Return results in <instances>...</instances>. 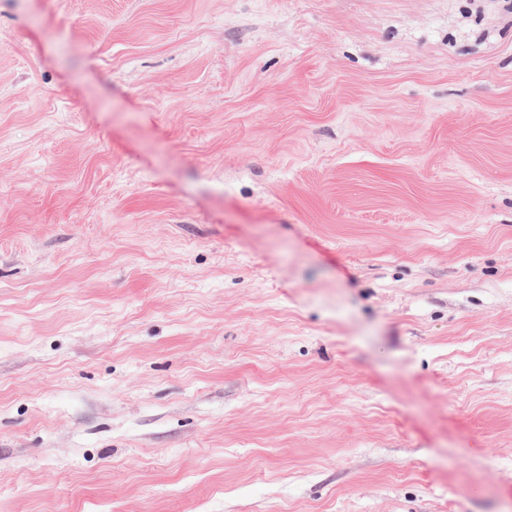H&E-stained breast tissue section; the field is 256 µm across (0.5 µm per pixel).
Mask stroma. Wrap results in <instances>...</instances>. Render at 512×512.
<instances>
[{
	"label": "stroma",
	"mask_w": 512,
	"mask_h": 512,
	"mask_svg": "<svg viewBox=\"0 0 512 512\" xmlns=\"http://www.w3.org/2000/svg\"><path fill=\"white\" fill-rule=\"evenodd\" d=\"M0 512H512V0H0Z\"/></svg>",
	"instance_id": "35a3bbf8"
}]
</instances>
